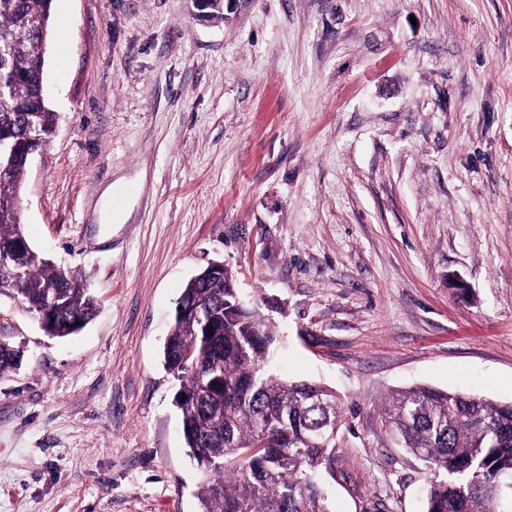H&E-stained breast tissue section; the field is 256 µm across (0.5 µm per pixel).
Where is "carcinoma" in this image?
<instances>
[{
    "label": "carcinoma",
    "instance_id": "obj_1",
    "mask_svg": "<svg viewBox=\"0 0 512 512\" xmlns=\"http://www.w3.org/2000/svg\"><path fill=\"white\" fill-rule=\"evenodd\" d=\"M53 2L0 0V143L12 162L0 177V296L21 300L46 335L63 338L95 317L97 302L31 247L18 203L26 157L56 124L38 101ZM181 299L198 313L175 320L165 363L177 369L183 437L203 473L201 512H331L320 470L341 425L336 394L269 373L276 336L259 308H242L231 273L200 271ZM18 359L1 340L0 375ZM379 416L430 472L426 512H494L512 479V403L423 385L392 394Z\"/></svg>",
    "mask_w": 512,
    "mask_h": 512
}]
</instances>
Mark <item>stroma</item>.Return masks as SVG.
Returning a JSON list of instances; mask_svg holds the SVG:
<instances>
[{"instance_id":"stroma-1","label":"stroma","mask_w":512,"mask_h":512,"mask_svg":"<svg viewBox=\"0 0 512 512\" xmlns=\"http://www.w3.org/2000/svg\"><path fill=\"white\" fill-rule=\"evenodd\" d=\"M44 85L21 221L99 309L0 296V512H199L163 349L211 261L342 400L333 512H426L381 401L512 403V0H55Z\"/></svg>"}]
</instances>
